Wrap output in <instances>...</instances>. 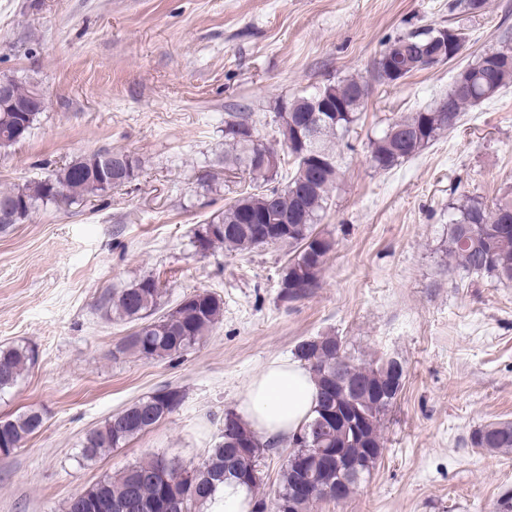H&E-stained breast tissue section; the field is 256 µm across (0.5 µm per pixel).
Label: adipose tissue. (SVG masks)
<instances>
[{"label": "adipose tissue", "instance_id": "adipose-tissue-1", "mask_svg": "<svg viewBox=\"0 0 512 512\" xmlns=\"http://www.w3.org/2000/svg\"><path fill=\"white\" fill-rule=\"evenodd\" d=\"M315 395L308 369L292 361L273 363L249 382L240 416L263 439H281L299 431L311 414Z\"/></svg>", "mask_w": 512, "mask_h": 512}]
</instances>
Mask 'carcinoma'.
Segmentation results:
<instances>
[{
  "label": "carcinoma",
  "mask_w": 512,
  "mask_h": 512,
  "mask_svg": "<svg viewBox=\"0 0 512 512\" xmlns=\"http://www.w3.org/2000/svg\"><path fill=\"white\" fill-rule=\"evenodd\" d=\"M485 0H449L448 13L475 14ZM438 65L450 61L443 28L403 33L391 39L373 61L370 78L346 76L315 88L307 96L281 100L275 108L276 137L282 155L278 167L263 165L258 154L264 139L251 115L236 112L224 121V169L243 181L237 197L211 218L198 238L207 252L222 248L242 253L266 243L286 245L291 257L282 278L281 296L288 301L311 297L321 287V277L335 242L318 230L321 212L336 188L339 168L333 140L345 136L358 120L372 83H397L427 68L424 57ZM489 60L480 54L456 77L435 106L391 119L369 141V159L379 171H388L417 155L444 131L452 129L468 108L495 98L512 83V60L495 69L493 81L483 74ZM325 96L333 110L324 113L311 140L295 134L309 111V100ZM39 112H0V147H10L30 135ZM121 153L99 149L80 156L45 178L0 191V205L10 206L15 223L25 220L38 202L72 204L86 196L120 189L132 183L139 163L130 167L108 162ZM267 229L270 241L257 237ZM444 254L448 266L467 274L487 275L512 282V199L490 207L468 197L448 213V240ZM162 288L157 279L144 277L127 288H107L95 308L109 320L132 325V332L117 346L121 355L145 359L182 356L209 335L221 321L224 302L216 293L201 290L185 296L175 306H160ZM313 374L318 395L313 418L293 441L305 446L289 451L280 467L273 501L258 495L264 481L262 461L280 454L279 443H263L232 410L224 413L220 441L197 461L170 470L167 458L151 455L114 476L99 479L71 496L65 512H204L224 481L234 480L251 492V512H312L315 504L336 500V469L324 459H313L316 448H344L368 473L381 456L382 420L404 388L393 358L369 362L355 358L338 336H315L300 341L294 351ZM35 360L24 345L0 346V394L14 388ZM183 393L166 387L139 398L113 413L102 425L88 431L79 450L80 459L93 463L124 447L179 409ZM43 415L30 410L0 418V446L9 455L41 430ZM468 443L490 452L512 453V422H494L475 429ZM316 465V493L288 506L293 484L303 478L307 461Z\"/></svg>",
  "instance_id": "cac0c4a2"
}]
</instances>
